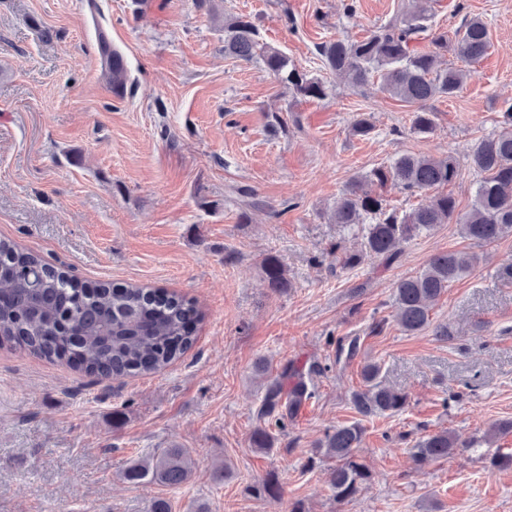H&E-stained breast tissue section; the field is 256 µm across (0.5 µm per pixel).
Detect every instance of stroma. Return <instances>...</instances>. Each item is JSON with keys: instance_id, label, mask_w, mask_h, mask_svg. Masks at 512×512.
Listing matches in <instances>:
<instances>
[{"instance_id": "stroma-1", "label": "stroma", "mask_w": 512, "mask_h": 512, "mask_svg": "<svg viewBox=\"0 0 512 512\" xmlns=\"http://www.w3.org/2000/svg\"><path fill=\"white\" fill-rule=\"evenodd\" d=\"M0 0V237L82 283L160 288L202 314L197 340L147 376L106 380L0 344V512H512V235L477 245L442 224L406 244L390 267H342L332 245L359 248L330 219L348 182L405 153L452 155L447 192L473 203L472 150L512 110V0H431L434 32L481 16L490 47L465 64L456 96L434 98V130H411L413 106L378 80L337 78L318 44L356 41L387 23L402 0ZM246 15L260 41L327 87L302 99L259 61L224 53V18ZM127 62L123 95L103 73L98 36ZM375 130L360 138L354 114ZM476 254L430 312L431 328L396 324L393 289L436 254ZM275 255L292 286L273 291L261 261ZM450 337L437 339L436 325ZM359 337L357 358L335 362V341ZM273 370H313L315 395L275 433L250 445L263 382ZM410 395L396 415L359 420L350 399L365 363ZM362 421L359 453L373 479L350 502L329 486L332 460L316 455L325 430ZM479 439L474 449L416 467L424 431ZM177 444L191 449L192 479L176 488L134 484L131 460ZM230 462L217 483L211 469ZM275 480L276 498L251 485Z\"/></svg>"}]
</instances>
